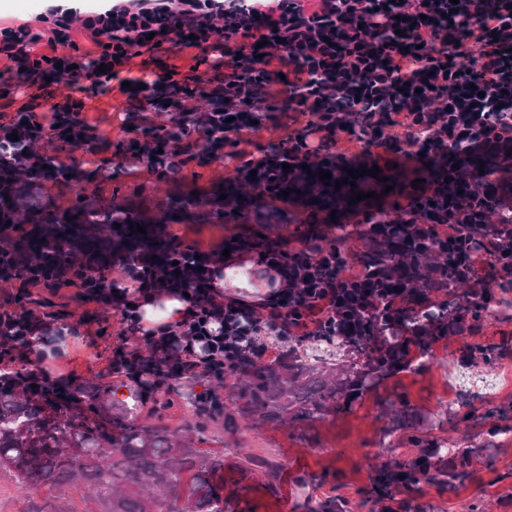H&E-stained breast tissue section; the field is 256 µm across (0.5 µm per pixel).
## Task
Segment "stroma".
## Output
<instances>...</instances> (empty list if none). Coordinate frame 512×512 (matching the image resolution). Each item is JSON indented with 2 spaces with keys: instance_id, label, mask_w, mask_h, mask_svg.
<instances>
[{
  "instance_id": "stroma-1",
  "label": "stroma",
  "mask_w": 512,
  "mask_h": 512,
  "mask_svg": "<svg viewBox=\"0 0 512 512\" xmlns=\"http://www.w3.org/2000/svg\"><path fill=\"white\" fill-rule=\"evenodd\" d=\"M470 342V337L456 336L435 344L432 358L418 373L398 374L392 383L420 411L442 420L443 432L457 429L478 443L490 430L512 426V349L499 354L495 390L481 401L473 382L475 370L464 355ZM241 393L240 382L229 379L223 420L201 425L183 407L172 425L195 447L223 450L224 496L238 502V512H308L310 498L332 495L345 499L349 512H369L363 501L375 459L384 455L389 442L379 393L369 395L354 412H339L304 427L247 420ZM466 399L472 400L475 412L462 421L457 413ZM246 455L270 470L267 482L238 483L233 463ZM484 464L483 484L452 493L427 488L421 502L430 512H467L478 500L487 503L488 512H512V434L499 437ZM299 474L309 477V486L296 483ZM85 496L80 486L60 492L42 486L22 488L0 471V512H84Z\"/></svg>"
}]
</instances>
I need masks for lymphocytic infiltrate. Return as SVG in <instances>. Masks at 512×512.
I'll return each instance as SVG.
<instances>
[{"label": "lymphocytic infiltrate", "instance_id": "f902f5d3", "mask_svg": "<svg viewBox=\"0 0 512 512\" xmlns=\"http://www.w3.org/2000/svg\"><path fill=\"white\" fill-rule=\"evenodd\" d=\"M68 92H49L53 83ZM120 96L101 115L104 97ZM279 117L277 140L254 139ZM427 164L419 192L361 209L343 235L316 210L304 230L280 236L292 205L283 192L310 174L344 178L383 156ZM272 208L250 219L277 236L258 247L208 226L237 221V201L200 197V218L165 219L142 239L129 225L94 224L53 257L31 239L54 235L59 212L100 208L113 172L175 185L212 165ZM76 187L61 201L59 186ZM0 193L18 213L0 223V374L41 389L69 388L64 336L100 358L116 321L112 355L80 381L95 397L115 378L135 387L146 417L167 424L192 406L198 422L224 415V382L295 360L336 324L343 289L375 299L365 268L379 255V284L394 314L436 305L434 268L383 233L403 224L443 253L467 295L512 284V0H116L102 12L53 7L36 19H0ZM468 226L473 247L456 243ZM252 264L265 292L249 301L224 287L225 265ZM183 300L150 324L144 300ZM63 298L81 314L51 308Z\"/></svg>", "mask_w": 512, "mask_h": 512}]
</instances>
